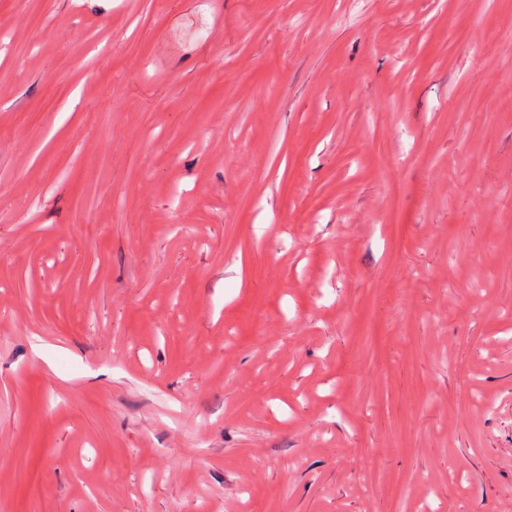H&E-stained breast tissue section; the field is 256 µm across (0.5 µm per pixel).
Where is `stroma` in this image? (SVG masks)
Wrapping results in <instances>:
<instances>
[{"label":"stroma","instance_id":"1","mask_svg":"<svg viewBox=\"0 0 512 512\" xmlns=\"http://www.w3.org/2000/svg\"><path fill=\"white\" fill-rule=\"evenodd\" d=\"M0 512H512V0H0Z\"/></svg>","mask_w":512,"mask_h":512}]
</instances>
